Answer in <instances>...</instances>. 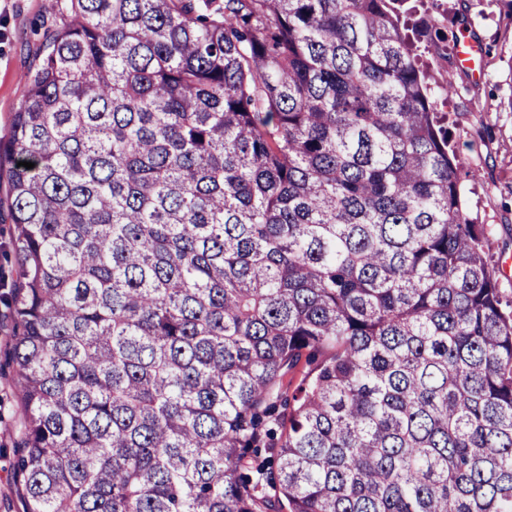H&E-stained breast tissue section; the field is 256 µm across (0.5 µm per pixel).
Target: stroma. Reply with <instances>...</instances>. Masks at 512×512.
Wrapping results in <instances>:
<instances>
[{
    "label": "stroma",
    "mask_w": 512,
    "mask_h": 512,
    "mask_svg": "<svg viewBox=\"0 0 512 512\" xmlns=\"http://www.w3.org/2000/svg\"><path fill=\"white\" fill-rule=\"evenodd\" d=\"M68 0H0V142L11 136L23 88L48 33L69 19ZM410 35L428 71L437 111L459 161L463 209L484 231V250L504 299L512 301V11L503 0H414ZM483 43L480 72L457 65L460 35ZM450 92H443L445 82ZM0 182V512H25L15 478L26 417L8 356L15 323L8 305L17 265Z\"/></svg>",
    "instance_id": "obj_1"
}]
</instances>
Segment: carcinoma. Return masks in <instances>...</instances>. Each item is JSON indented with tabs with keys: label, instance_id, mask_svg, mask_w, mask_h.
Here are the masks:
<instances>
[{
	"label": "carcinoma",
	"instance_id": "carcinoma-1",
	"mask_svg": "<svg viewBox=\"0 0 512 512\" xmlns=\"http://www.w3.org/2000/svg\"><path fill=\"white\" fill-rule=\"evenodd\" d=\"M403 2L70 0L0 143L26 512H512V302Z\"/></svg>",
	"mask_w": 512,
	"mask_h": 512
}]
</instances>
